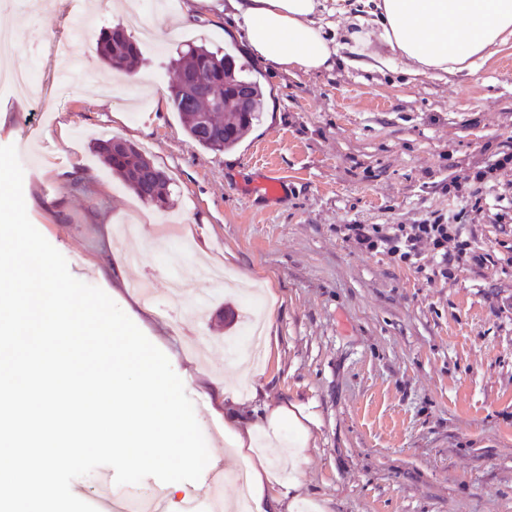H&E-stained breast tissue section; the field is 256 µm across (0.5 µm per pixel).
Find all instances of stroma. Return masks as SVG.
Instances as JSON below:
<instances>
[{
    "mask_svg": "<svg viewBox=\"0 0 512 512\" xmlns=\"http://www.w3.org/2000/svg\"><path fill=\"white\" fill-rule=\"evenodd\" d=\"M84 2L49 0L29 27L24 8L0 11L44 88L39 105L0 95V146L30 148V221L168 357L210 455L239 465L224 435L228 386L259 426L279 406L313 417L297 469L290 428L254 434L275 477H299L293 512H512V170L491 168L512 148V41L453 75L416 77L401 61L291 75L251 56L225 0H168L176 23L143 45L135 92L95 41L130 17L152 21V0ZM191 43L249 61L264 87L262 118L233 150L192 144L170 98L151 93L168 89V62ZM62 45L112 94L76 82L58 97ZM112 136L171 178L168 211L151 212L102 163L95 143ZM269 177L278 198L259 188ZM437 216L462 224L482 268L429 281L342 231ZM251 289L271 341L240 368Z\"/></svg>",
    "mask_w": 512,
    "mask_h": 512,
    "instance_id": "1",
    "label": "stroma"
}]
</instances>
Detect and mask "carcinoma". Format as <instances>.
<instances>
[{"mask_svg": "<svg viewBox=\"0 0 512 512\" xmlns=\"http://www.w3.org/2000/svg\"><path fill=\"white\" fill-rule=\"evenodd\" d=\"M96 51L112 69L128 74L135 71L141 60L139 42L122 25L100 34ZM173 66L176 79L170 86L171 104L179 113L190 141L214 152L235 148L264 111L265 94L260 82L235 57L204 46L190 48ZM243 88L249 91V102L242 108L237 93ZM216 100L224 102V110L213 108ZM204 122L211 128L206 137L199 134ZM118 141L113 136L97 143L104 163L141 201L165 208L169 204L170 178L130 141H124V151H112Z\"/></svg>", "mask_w": 512, "mask_h": 512, "instance_id": "obj_1", "label": "carcinoma"}]
</instances>
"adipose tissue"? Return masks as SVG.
<instances>
[{
	"mask_svg": "<svg viewBox=\"0 0 512 512\" xmlns=\"http://www.w3.org/2000/svg\"><path fill=\"white\" fill-rule=\"evenodd\" d=\"M374 21L412 75L472 69L494 46L512 38V0H372ZM254 56L285 72L332 68L339 45L330 17L345 13L344 0H227ZM253 512H279L299 481L268 489L263 457L247 459Z\"/></svg>",
	"mask_w": 512,
	"mask_h": 512,
	"instance_id": "obj_1",
	"label": "adipose tissue"
}]
</instances>
